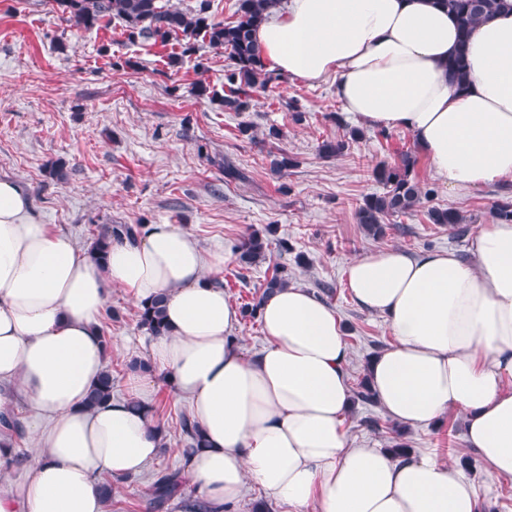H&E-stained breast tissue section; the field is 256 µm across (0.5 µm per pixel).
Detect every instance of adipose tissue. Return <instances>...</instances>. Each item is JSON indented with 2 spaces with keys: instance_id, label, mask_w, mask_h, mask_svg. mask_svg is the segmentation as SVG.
I'll return each instance as SVG.
<instances>
[{
  "instance_id": "adipose-tissue-1",
  "label": "adipose tissue",
  "mask_w": 512,
  "mask_h": 512,
  "mask_svg": "<svg viewBox=\"0 0 512 512\" xmlns=\"http://www.w3.org/2000/svg\"><path fill=\"white\" fill-rule=\"evenodd\" d=\"M256 39L269 68L306 81L335 76L361 124L409 132L449 188L512 177V0L469 37L465 85L448 78L457 25L433 0H287ZM470 260L389 248L351 263L355 302L393 338L368 366L378 405L408 428L449 410L490 480L512 478V224L478 225ZM234 246L203 252L174 224H150L105 259L79 252L0 180V381L16 383L48 429L22 481L0 478V512H105L96 477L139 473L161 437L127 403L90 409L104 370L99 317L113 288L165 298L169 332L151 346L205 440L189 471L214 512L253 481L286 512H483L458 464L353 448L351 349L335 309L288 285L259 317L245 353L239 309L210 276Z\"/></svg>"
}]
</instances>
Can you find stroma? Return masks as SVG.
Masks as SVG:
<instances>
[{"label":"stroma","instance_id":"1","mask_svg":"<svg viewBox=\"0 0 512 512\" xmlns=\"http://www.w3.org/2000/svg\"><path fill=\"white\" fill-rule=\"evenodd\" d=\"M107 55H100V48ZM170 47L129 44L119 20L85 30L43 0H0V178L25 187L35 215L54 232L69 236L79 251L89 250L104 224H175L188 231L204 251L237 243L248 228L274 227L277 237L291 239L295 253L271 250L265 263L244 269L230 262L217 281L235 306L260 296L276 266L286 265L292 284L314 290L316 282L333 285L325 302L335 308L351 348L349 376L358 383L367 356L387 347L392 337L383 318L365 311L352 298L346 270L357 257L385 248L418 255L452 250L468 258V243L451 239L448 228L428 223L423 212L400 218L399 229L373 239L355 218L357 202L378 191L372 168L400 153L417 155L420 179L436 181L429 159L418 152L408 132L392 129L380 136L365 128L352 141L357 122L345 112L336 81L308 82L284 78L253 95L247 112L224 107V70L228 60L205 43L193 55L170 63ZM128 60L121 71L111 59ZM209 88L198 95L197 83ZM297 101L302 122H294L289 101ZM248 122L260 132L278 126L283 136L253 144L240 135ZM344 139L339 156L322 157L326 139ZM298 162L284 174L271 164L280 153ZM231 161L243 180L225 182L215 158ZM63 161L67 178L57 181L47 163ZM512 194V178L478 189L439 187L436 203L454 208L472 225L490 222V207L501 194ZM303 253L307 266L295 263ZM116 318L100 317L111 339L106 367L114 381L112 398L152 405L163 430V449L141 472L112 480L106 512H145L147 494L160 472L182 467L184 438L181 414L190 413L188 398L178 396L160 370L133 369L150 362L152 338L138 325L137 306L121 288L108 299ZM140 390H132L133 379ZM388 422L381 407L356 406L346 421L356 447H385L384 433L363 420ZM414 450L448 459L469 456L463 415L449 411L440 426L410 430ZM469 477L488 512H512V480L488 481L481 466Z\"/></svg>","mask_w":512,"mask_h":512}]
</instances>
